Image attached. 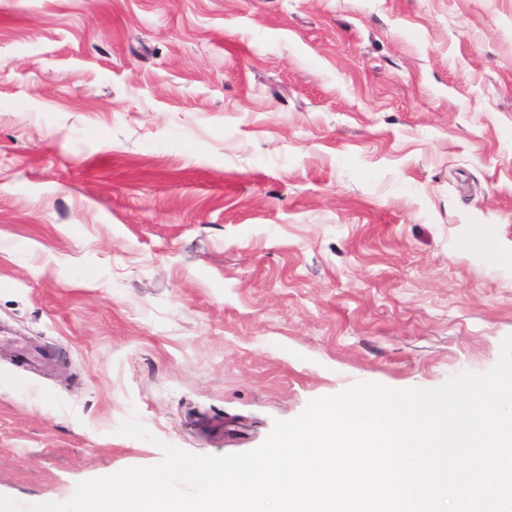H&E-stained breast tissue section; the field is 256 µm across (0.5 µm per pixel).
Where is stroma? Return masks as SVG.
<instances>
[{
	"instance_id": "1",
	"label": "stroma",
	"mask_w": 512,
	"mask_h": 512,
	"mask_svg": "<svg viewBox=\"0 0 512 512\" xmlns=\"http://www.w3.org/2000/svg\"><path fill=\"white\" fill-rule=\"evenodd\" d=\"M0 495L255 449L512 335V0H0ZM152 434H119L128 418Z\"/></svg>"
}]
</instances>
